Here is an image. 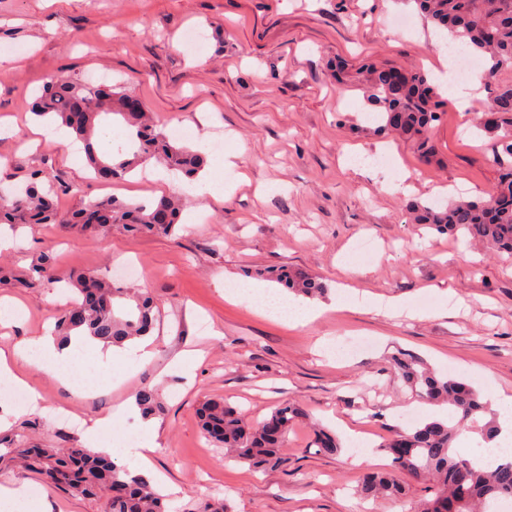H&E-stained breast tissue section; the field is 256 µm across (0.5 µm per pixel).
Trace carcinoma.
<instances>
[{
  "instance_id": "cac0c4a2",
  "label": "carcinoma",
  "mask_w": 512,
  "mask_h": 512,
  "mask_svg": "<svg viewBox=\"0 0 512 512\" xmlns=\"http://www.w3.org/2000/svg\"><path fill=\"white\" fill-rule=\"evenodd\" d=\"M431 22L452 35V41L471 54L491 62L488 74L512 68V0H414ZM360 83L370 107L378 112L380 135L397 133L413 142L425 162L436 158L430 132L446 108V102L421 69L400 71L369 64L359 71ZM491 111L485 113L483 129L496 138L503 153L512 156V80L494 77L487 85ZM33 110L39 117H52L83 145L86 160L102 178H123L153 158L186 177H195L205 166L199 151L176 147L148 121L144 106L132 107L129 95L110 86L92 88L76 80L50 77L36 97ZM118 115L129 130L128 140L118 142L109 156L98 154L94 138L103 128L101 118ZM414 222L440 233L462 234L498 253L512 255V168L507 167L493 192L486 198L458 199L446 206L412 202ZM179 204L162 196L150 205L113 198L89 201L69 213L59 212L55 189L35 174L15 194L0 196V224H56L63 231L78 229L100 239L112 225L120 224L132 236L175 232ZM274 278L288 291L309 298L327 292L320 278L281 269ZM19 287L37 292L55 282L54 264L48 254L30 268L12 276ZM78 293L73 305L57 318L56 332L67 338L88 336L106 346L151 333L157 320V300L147 290L117 288L101 271H78L68 278ZM400 378L429 404H448L457 422L429 421L412 430L393 429L384 450L392 470L415 479L433 482V496L420 504L419 512H477V505L500 496H512V462L493 470L475 468L454 456V441L462 427L478 430L488 441L496 425H479L490 403L470 384L440 378L415 356L401 353L394 359ZM136 405L145 416L162 410L157 391L141 388ZM201 428L210 442L234 457L257 467L279 468L288 464V434L299 418L291 403L279 405L269 417L254 424L219 399L205 402L199 410ZM314 445L324 454H334L340 443L333 433L317 429ZM6 445L3 461L19 462L48 482L76 495L101 497L104 512H168L164 496L149 481L132 474L110 457L79 446L40 448L30 446L24 434L1 436ZM365 498L398 499L403 488L391 473H368L357 486Z\"/></svg>"
}]
</instances>
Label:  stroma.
<instances>
[{
  "label": "stroma",
  "mask_w": 512,
  "mask_h": 512,
  "mask_svg": "<svg viewBox=\"0 0 512 512\" xmlns=\"http://www.w3.org/2000/svg\"><path fill=\"white\" fill-rule=\"evenodd\" d=\"M410 0H0V118L15 120L0 138V185L24 186L31 174L49 176L57 206L68 213L106 196L149 202L180 193L124 177L95 179L82 152L57 136L34 134L32 103L46 78L79 80L104 72L114 87L141 99L171 144L198 149L215 161L239 152L242 166L216 169L235 183L228 199L186 196L185 213L205 209L202 221L181 224L176 236L131 237L114 226L105 239L53 224L0 225L10 238L0 265L28 269L52 248L59 281L31 293L0 287V299L22 307L0 325V348L28 343L18 368L42 394L35 411L0 390V429L43 423L41 443L86 446V422L116 411L143 386L157 387L164 410L154 467L172 512H189L207 482L228 512H415L431 498L426 483L398 475V500L370 504L354 493L367 472L386 469L382 448L401 415L427 419V405L404 384L393 358L410 353L438 376L462 378L477 390L496 384L512 395V256L497 255L461 237L410 223L407 204L433 202L439 188L462 185L468 196L493 190L512 157L476 127L482 106L447 108L432 130L438 160L422 163L406 139L376 135L374 110L358 81L345 88L325 70L340 57L350 70L372 62L394 68L440 69L436 26L416 16L408 32L391 14H414ZM203 41L188 44L186 30ZM398 155L413 189L388 193L392 164L371 156ZM375 242L360 250L363 237ZM131 261L159 314L150 335L155 356L144 364L103 361L101 382L79 396L39 367V337L51 334L69 307L68 276ZM267 267L302 269L323 279L324 312L303 328L257 314L229 289L257 280ZM373 299L407 300L414 314L365 311L336 298L345 286ZM212 398L238 408L254 423L283 402L303 416L288 435V465L255 470L225 461L202 433L197 408ZM140 413L120 416L104 437L118 463L139 465ZM341 441L336 454L317 452L313 423ZM0 485L28 487L49 512H102L100 498L64 493L33 472L0 465Z\"/></svg>",
  "instance_id": "obj_1"
}]
</instances>
